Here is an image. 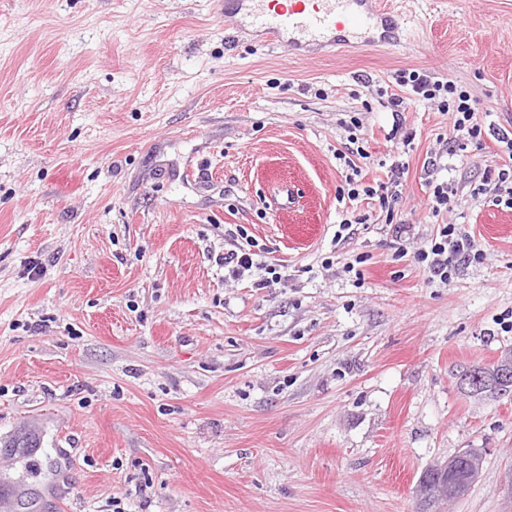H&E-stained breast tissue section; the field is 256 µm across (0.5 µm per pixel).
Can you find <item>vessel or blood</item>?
Here are the masks:
<instances>
[{
	"label": "vessel or blood",
	"instance_id": "1",
	"mask_svg": "<svg viewBox=\"0 0 512 512\" xmlns=\"http://www.w3.org/2000/svg\"><path fill=\"white\" fill-rule=\"evenodd\" d=\"M224 26L295 55L399 43L404 18L383 0H219Z\"/></svg>",
	"mask_w": 512,
	"mask_h": 512
}]
</instances>
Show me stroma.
<instances>
[{
  "mask_svg": "<svg viewBox=\"0 0 512 512\" xmlns=\"http://www.w3.org/2000/svg\"><path fill=\"white\" fill-rule=\"evenodd\" d=\"M392 2L405 41L297 57L225 40L214 0H0V512H416L464 448L453 512H512V397L458 385L512 349V210L471 195L501 145L454 160L432 216L449 117L396 82L512 129V0ZM354 117L366 181L409 165L407 233L336 236ZM447 220L483 258L444 284L416 253ZM238 224L287 283L225 281ZM397 81L401 86H410L415 94L414 101L426 104L437 103V110L449 114L455 136L446 143L445 150L433 151L423 164L424 183L429 189L428 205L432 216L453 213L458 207V191L448 180V157H463L469 144L480 145L484 138L485 123L479 118V113L472 107L470 96L466 91L450 81L434 80L427 73L412 71L398 75ZM448 112V113H447ZM448 145V147H447ZM446 158V163L444 160ZM446 171V180L438 174ZM463 468V474H459V464L454 460H448L443 464L430 467L442 476H448V498L450 499L462 496L477 478L475 466L467 467L463 465Z\"/></svg>",
  "mask_w": 512,
  "mask_h": 512,
  "instance_id": "stroma-1",
  "label": "stroma"
}]
</instances>
